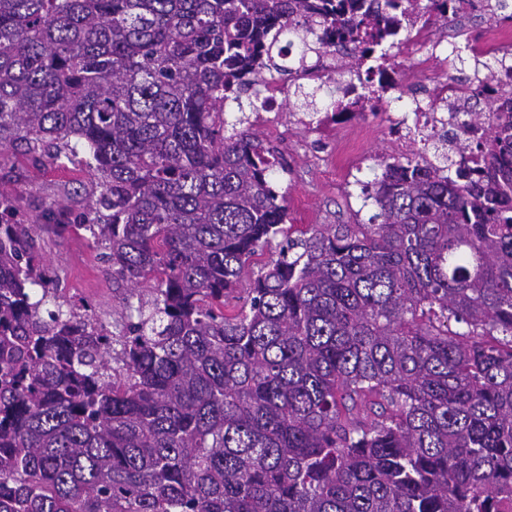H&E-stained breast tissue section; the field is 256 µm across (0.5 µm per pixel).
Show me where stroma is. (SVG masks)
Segmentation results:
<instances>
[{"label":"stroma","instance_id":"35a3bbf8","mask_svg":"<svg viewBox=\"0 0 512 512\" xmlns=\"http://www.w3.org/2000/svg\"><path fill=\"white\" fill-rule=\"evenodd\" d=\"M477 62L471 52H463L455 63H441L435 76L421 75L416 84L404 86L403 100L419 97L432 99L435 80L449 79L464 83L473 77ZM380 131L363 146L365 163L355 178H339L330 165L338 157V144L347 136L336 130L322 138L296 128L292 122L279 125L270 143L280 152L283 164L274 168L270 179L286 196L288 221L297 227L307 224H352L368 221L374 208L365 203L359 184L373 180L379 174L378 161L393 156L394 150L383 116H376ZM89 175L80 166L65 169L43 167L26 156L5 152L0 154V183L12 190L19 214L32 219L48 205H55L56 224L43 230L44 255L58 276V286L66 300L92 303L104 322L115 323L124 312L123 287L114 285L105 272L99 252L87 239L85 231L57 233V224L69 223L84 205V198L74 195L79 183L89 182Z\"/></svg>","mask_w":512,"mask_h":512}]
</instances>
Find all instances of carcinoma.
Listing matches in <instances>:
<instances>
[{
    "mask_svg": "<svg viewBox=\"0 0 512 512\" xmlns=\"http://www.w3.org/2000/svg\"><path fill=\"white\" fill-rule=\"evenodd\" d=\"M448 0H0V152L91 172L121 334L0 189V512H512V83L481 168L379 158L368 222L285 227L224 108L286 30L390 65ZM276 246L264 263L258 252ZM462 326L453 331L450 322Z\"/></svg>",
    "mask_w": 512,
    "mask_h": 512,
    "instance_id": "carcinoma-1",
    "label": "carcinoma"
}]
</instances>
